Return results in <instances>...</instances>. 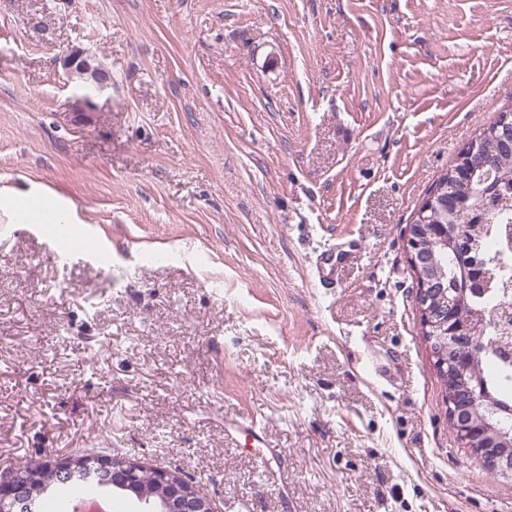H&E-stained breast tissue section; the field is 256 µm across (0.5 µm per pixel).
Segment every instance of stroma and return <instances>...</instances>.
Here are the masks:
<instances>
[{"instance_id": "35a3bbf8", "label": "stroma", "mask_w": 512, "mask_h": 512, "mask_svg": "<svg viewBox=\"0 0 512 512\" xmlns=\"http://www.w3.org/2000/svg\"><path fill=\"white\" fill-rule=\"evenodd\" d=\"M70 49L112 76L87 112ZM510 104L512 0H0V190L106 248L0 213V471L115 448L222 512H512L448 421L406 240ZM39 201V208L33 202ZM0 211L9 213L18 224H76L69 208L40 193L0 192Z\"/></svg>"}]
</instances>
